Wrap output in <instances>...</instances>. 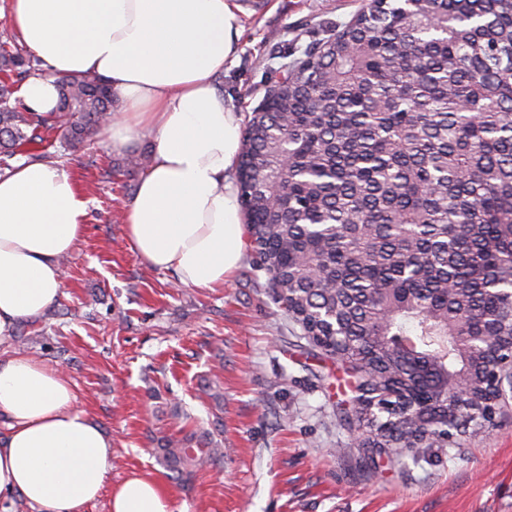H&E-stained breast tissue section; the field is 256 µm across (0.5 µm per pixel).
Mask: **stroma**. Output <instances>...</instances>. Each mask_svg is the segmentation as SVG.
Here are the masks:
<instances>
[{
    "instance_id": "1",
    "label": "stroma",
    "mask_w": 512,
    "mask_h": 512,
    "mask_svg": "<svg viewBox=\"0 0 512 512\" xmlns=\"http://www.w3.org/2000/svg\"><path fill=\"white\" fill-rule=\"evenodd\" d=\"M362 0H262L240 8V39L215 82L241 115L275 79L272 48L322 37ZM121 155L105 134L81 152H52L85 196L84 232L63 260V293L19 325L0 356L59 369L77 408L112 437L109 485L137 474L167 491L174 512H512V400L494 424L456 446L367 453L345 416L353 393L341 363L300 339L242 263L220 288L179 284L144 264L125 233L133 177H104ZM181 403L189 420L170 418ZM214 431L222 464L179 483L157 437Z\"/></svg>"
}]
</instances>
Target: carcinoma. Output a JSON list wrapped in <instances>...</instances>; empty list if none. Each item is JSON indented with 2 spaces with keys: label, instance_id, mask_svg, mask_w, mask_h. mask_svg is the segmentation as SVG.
Segmentation results:
<instances>
[{
  "label": "carcinoma",
  "instance_id": "cac0c4a2",
  "mask_svg": "<svg viewBox=\"0 0 512 512\" xmlns=\"http://www.w3.org/2000/svg\"><path fill=\"white\" fill-rule=\"evenodd\" d=\"M0 34V172L55 131L77 152L119 109L110 83L11 101L40 60ZM246 121L236 162L252 270L302 337L346 365L372 448H441L491 422L512 359V0H367L297 49ZM150 156L112 167L133 177ZM187 481L209 433L157 439Z\"/></svg>",
  "mask_w": 512,
  "mask_h": 512
}]
</instances>
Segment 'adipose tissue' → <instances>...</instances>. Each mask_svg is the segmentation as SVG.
<instances>
[{"label":"adipose tissue","mask_w":512,"mask_h":512,"mask_svg":"<svg viewBox=\"0 0 512 512\" xmlns=\"http://www.w3.org/2000/svg\"><path fill=\"white\" fill-rule=\"evenodd\" d=\"M234 0H11L20 42L53 75L21 88L33 111H54V76L109 80L121 110L106 130L113 150L133 134L153 140L149 168L124 212L141 260L198 288H220L244 256L233 173L242 116L214 80L240 35ZM86 201L64 167L21 162L0 177V345L51 306L60 258L84 229ZM0 512H84L103 492L112 439L75 405L69 383L26 356L0 362ZM109 512H172L153 480L116 486Z\"/></svg>","instance_id":"1"}]
</instances>
